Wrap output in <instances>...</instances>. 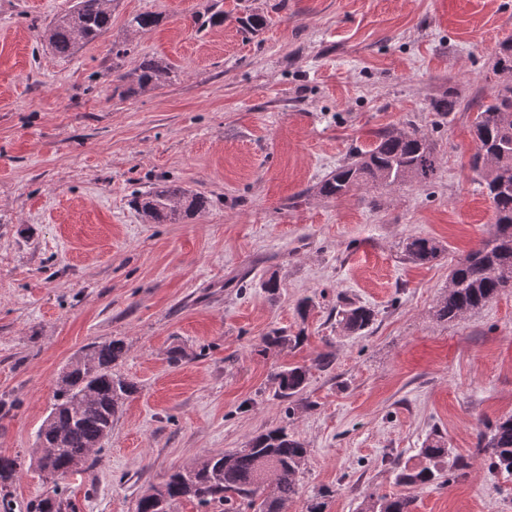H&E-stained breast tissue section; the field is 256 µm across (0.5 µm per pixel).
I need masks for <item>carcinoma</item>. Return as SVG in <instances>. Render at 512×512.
<instances>
[{
  "label": "carcinoma",
  "instance_id": "cac0c4a2",
  "mask_svg": "<svg viewBox=\"0 0 512 512\" xmlns=\"http://www.w3.org/2000/svg\"><path fill=\"white\" fill-rule=\"evenodd\" d=\"M112 0H75L69 11L58 16L46 37L54 51L70 56L79 42H92L108 29ZM129 24L151 31L160 16L145 12ZM268 24L261 13L240 18L243 31L256 34ZM497 72H512V45L500 48L494 62ZM170 67L160 60L144 58L132 70L119 76L123 92L134 93L154 87L167 78ZM476 151L470 168L482 180L492 202L496 220L480 246L461 258L449 274L448 290L438 302L435 316L454 320L477 310L493 299L512 293V85L505 84L483 103L473 125ZM436 149L416 131H385L374 147L359 152L354 159L336 167L319 186L326 198H337L361 186L394 188L405 176L415 175L420 183L431 181L437 171ZM136 207L155 224L173 221L204 209V197L177 185L163 184L139 195ZM405 252L414 263L426 264L441 253L438 242L413 238ZM337 322L351 334L368 330L374 310L350 303L336 314ZM304 336L275 331L266 336L268 349H295ZM126 346L120 339L93 344L82 349L58 385L51 415L37 434L38 445H47L48 461L39 469L49 470L55 488L42 498L35 512H61L63 501L56 484L86 465L93 454H101L112 431V419L125 400L137 393V386L112 373V366L124 358ZM311 367L294 365L273 374L275 396L293 402L307 387ZM478 453L490 464L512 474V416H504L479 433ZM448 448L439 439H428L419 450V463L397 467L395 480L405 487L443 486V469L460 474L467 466L462 458L445 464ZM307 461V448L284 427L268 429L252 438L246 447L230 453L211 454L198 465L169 475L160 485L140 497L135 512H159V503L171 506L183 499L203 508L224 507V512H280L281 505L298 493L297 475ZM17 459L0 455V488L5 489L17 473ZM413 497L405 494H366L360 512H413Z\"/></svg>",
  "mask_w": 512,
  "mask_h": 512
}]
</instances>
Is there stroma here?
<instances>
[{
	"mask_svg": "<svg viewBox=\"0 0 512 512\" xmlns=\"http://www.w3.org/2000/svg\"><path fill=\"white\" fill-rule=\"evenodd\" d=\"M72 3L0 0V455L21 463L11 512L51 490L35 448L63 369L112 339L127 347L115 371L138 392L100 462L62 480L66 512H134L173 471L278 426L308 448L282 512L320 493L327 512H358L365 493L406 492L393 462L416 464L435 437L470 466L408 490L414 512H512V475L476 450L479 431L512 415V293L435 316L452 265L494 218L469 160L477 106L504 81L491 65L512 42V0H117L108 31L62 58L43 31ZM251 11L269 18L256 35L237 22ZM144 12L157 28L130 27ZM145 58L168 63L169 80L114 93ZM446 98L454 112L436 110ZM412 129L437 151L430 184L318 195L380 133ZM164 182L205 209L151 223L134 199ZM418 237L442 245L436 260L407 259ZM349 300L375 311L363 334L336 323ZM275 329L306 340L264 350ZM327 352L332 365L314 367ZM296 364L312 371L290 404L272 375Z\"/></svg>",
	"mask_w": 512,
	"mask_h": 512,
	"instance_id": "35a3bbf8",
	"label": "stroma"
}]
</instances>
